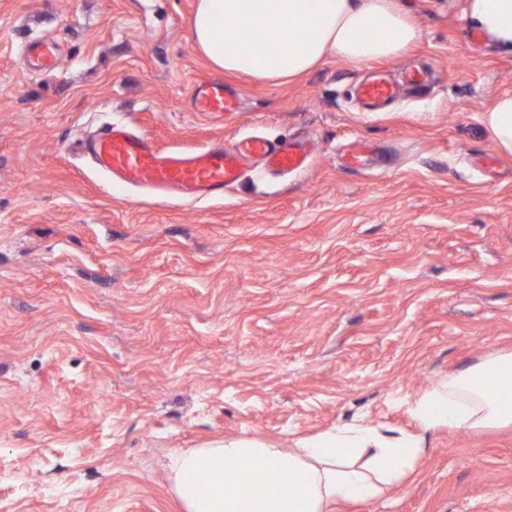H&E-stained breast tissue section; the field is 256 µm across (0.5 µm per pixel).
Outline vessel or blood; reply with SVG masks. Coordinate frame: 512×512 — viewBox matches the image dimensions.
Masks as SVG:
<instances>
[{
	"instance_id": "b4317fda",
	"label": "vessel or blood",
	"mask_w": 512,
	"mask_h": 512,
	"mask_svg": "<svg viewBox=\"0 0 512 512\" xmlns=\"http://www.w3.org/2000/svg\"><path fill=\"white\" fill-rule=\"evenodd\" d=\"M33 65L43 73L54 71L59 62L57 45L46 39L30 43ZM398 90L386 74L376 73L356 89L363 111H384L397 97ZM194 111L213 118L240 109V94L221 79L201 82L192 99ZM88 149L100 170L117 182L148 189L157 195L177 194L186 198L206 199L223 196L243 173V162L260 160L276 172L306 169L310 149L301 142L270 143L260 137H248L231 144H215L194 151L163 152L151 137L136 134L126 125L112 124Z\"/></svg>"
}]
</instances>
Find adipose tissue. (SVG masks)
Returning a JSON list of instances; mask_svg holds the SVG:
<instances>
[{
	"label": "adipose tissue",
	"mask_w": 512,
	"mask_h": 512,
	"mask_svg": "<svg viewBox=\"0 0 512 512\" xmlns=\"http://www.w3.org/2000/svg\"><path fill=\"white\" fill-rule=\"evenodd\" d=\"M468 26L512 53V0H465ZM191 34L225 73L290 83L327 59L366 64L396 59L421 37L397 0H196ZM260 50L244 59L243 48ZM500 154L512 156V94L494 96L480 118ZM411 415L418 432L353 423L279 448L227 438L167 457V479L185 512H335L366 502L409 477L424 454L423 432L512 425V354L471 365L420 395ZM246 474L226 484L225 466Z\"/></svg>",
	"instance_id": "ef3b65f1"
}]
</instances>
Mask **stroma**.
<instances>
[{"instance_id":"1","label":"stroma","mask_w":512,"mask_h":512,"mask_svg":"<svg viewBox=\"0 0 512 512\" xmlns=\"http://www.w3.org/2000/svg\"><path fill=\"white\" fill-rule=\"evenodd\" d=\"M422 31L368 116L367 65L232 78L241 110L195 112L221 78L193 45L195 0H0V512H182L163 462L228 436L281 448L363 421L416 431L434 384L512 352V157L480 116L512 53L464 0H399ZM60 65L32 72L26 43ZM122 123L162 150L257 134L310 166L250 161L218 199L159 202L84 145ZM360 141L379 164L353 170ZM413 480L337 512H512V426L426 432ZM29 55L33 66L45 74L51 73L58 66V47L52 41L38 39L31 42L29 45ZM398 89L384 73H376L356 89L358 103L364 112H383L397 97Z\"/></svg>"}]
</instances>
